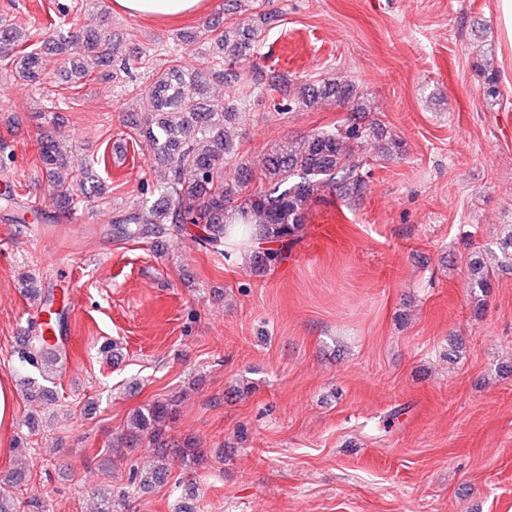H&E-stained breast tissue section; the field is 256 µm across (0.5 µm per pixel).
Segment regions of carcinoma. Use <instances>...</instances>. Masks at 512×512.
<instances>
[{
    "instance_id": "obj_1",
    "label": "carcinoma",
    "mask_w": 512,
    "mask_h": 512,
    "mask_svg": "<svg viewBox=\"0 0 512 512\" xmlns=\"http://www.w3.org/2000/svg\"><path fill=\"white\" fill-rule=\"evenodd\" d=\"M49 25L55 28L52 38L39 44L9 19H0V59L11 63L12 77L27 84L40 82L47 51L72 65L78 79L94 74L75 67L78 57L87 56L98 67H108L114 61L117 44L112 36L95 31L83 36L66 35L58 31L56 22ZM259 36L258 29L233 21L224 23L222 30L210 29L215 54L224 58V70L215 69L204 57L193 69H185L181 57L196 54L195 37L181 36V56L171 59L153 78L149 89L152 111L127 119L129 137L151 143L157 159L168 165L167 176L155 189L151 203L139 202L113 214V238L156 243L164 236L175 235L229 260L235 252L231 240L237 233L247 232L260 244L251 251V271L262 275L283 259L288 243L303 230L312 204L321 193L329 191L349 207L362 201L368 186L367 160L360 153L363 143L375 142L378 153L385 158L403 152L401 141L370 117L368 99L354 84L337 78L296 81L272 66L260 64ZM241 63L249 65L257 84L282 98L274 105L279 116L324 102L349 104L351 108L336 124L301 138L280 140L258 161L248 160L240 155L226 131L245 98L226 102L207 95L210 81L228 82L233 78L232 67ZM476 68L483 74L484 98L491 104L497 102L500 89L495 71L484 63L476 64ZM38 159L55 191L58 215L102 194L104 187L95 182L91 169L67 168L56 137H39ZM494 247L496 266L487 265L480 251L469 261L470 284L479 302L489 293L493 279L512 273L511 224L504 227ZM25 295L38 300L52 315L55 326L62 327L66 312L53 309L54 292L27 288ZM47 341L43 329L31 323L16 350L20 368L39 376L37 380L28 376L24 380L26 397L31 401L47 399L49 390L44 383L62 369L63 337H57L53 353L48 352ZM176 418L174 399L154 401L138 408L126 430L112 442L111 453L115 455L137 447L145 438L153 445V459L130 468L129 483L133 487L144 492L166 482L175 460L189 470L206 463L208 452L197 447L194 440L168 435ZM119 505L121 492L113 488L97 491V512H117Z\"/></svg>"
}]
</instances>
